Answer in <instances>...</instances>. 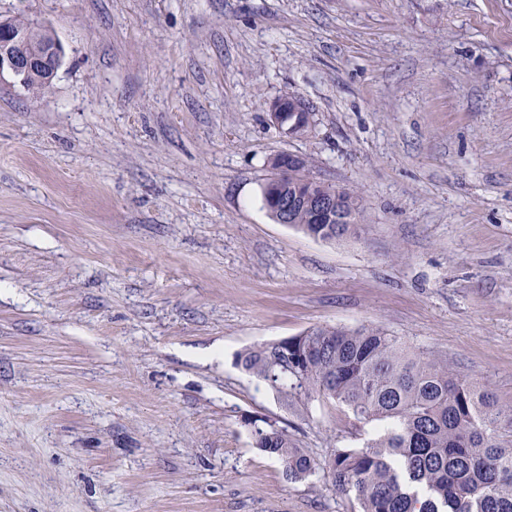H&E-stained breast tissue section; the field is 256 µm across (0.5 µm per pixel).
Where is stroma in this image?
<instances>
[{"mask_svg":"<svg viewBox=\"0 0 512 512\" xmlns=\"http://www.w3.org/2000/svg\"><path fill=\"white\" fill-rule=\"evenodd\" d=\"M64 54L0 78V512H359L325 470L370 429L235 364L377 327L512 405V0H0ZM306 100L309 131L267 114ZM350 191L322 240L269 158ZM317 463L292 483L249 422ZM272 159L275 166L271 168L272 174L266 181L269 186H282L288 183L290 186L308 182L322 183L305 173V159L300 155L282 151L275 154Z\"/></svg>","mask_w":512,"mask_h":512,"instance_id":"stroma-1","label":"stroma"}]
</instances>
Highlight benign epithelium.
<instances>
[{"label": "benign epithelium", "instance_id": "obj_1", "mask_svg": "<svg viewBox=\"0 0 512 512\" xmlns=\"http://www.w3.org/2000/svg\"><path fill=\"white\" fill-rule=\"evenodd\" d=\"M63 47L52 32L40 25L29 28L19 27L13 19L0 18V75L7 72L20 86L24 87L33 79L41 82L43 89L51 87L61 64ZM268 112L273 124L283 134L294 137L306 131L312 124V110L301 98L286 104L276 98L269 103ZM274 168L267 179L269 186L297 185L312 181L305 173L304 157L282 151L273 156ZM347 192L336 189L303 199L311 220L322 223L336 219ZM296 204V198L277 192L267 197L269 209L279 214V223H289V212Z\"/></svg>", "mask_w": 512, "mask_h": 512}]
</instances>
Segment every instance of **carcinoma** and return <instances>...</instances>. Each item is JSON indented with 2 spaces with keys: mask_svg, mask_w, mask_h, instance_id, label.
<instances>
[{
  "mask_svg": "<svg viewBox=\"0 0 512 512\" xmlns=\"http://www.w3.org/2000/svg\"><path fill=\"white\" fill-rule=\"evenodd\" d=\"M294 226L316 233L306 209ZM236 364L285 406L334 401L377 429L337 448L332 486L361 512H512V406L448 362L414 354L378 328L317 326L239 352ZM254 445L307 480L316 463L288 433L251 422Z\"/></svg>",
  "mask_w": 512,
  "mask_h": 512,
  "instance_id": "cac0c4a2",
  "label": "carcinoma"
}]
</instances>
